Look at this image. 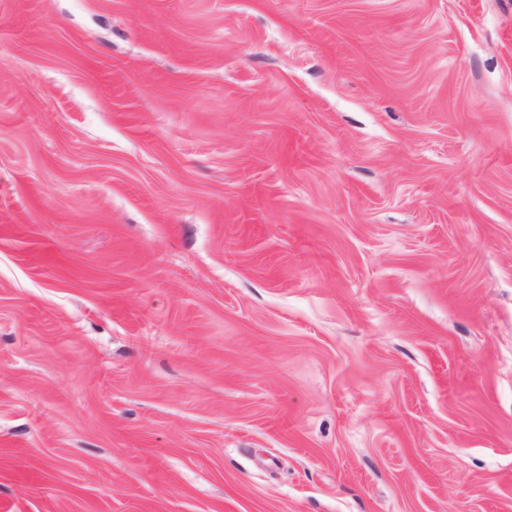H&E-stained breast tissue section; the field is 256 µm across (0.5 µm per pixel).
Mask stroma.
I'll list each match as a JSON object with an SVG mask.
<instances>
[{
    "mask_svg": "<svg viewBox=\"0 0 512 512\" xmlns=\"http://www.w3.org/2000/svg\"><path fill=\"white\" fill-rule=\"evenodd\" d=\"M0 512H512V0H0Z\"/></svg>",
    "mask_w": 512,
    "mask_h": 512,
    "instance_id": "stroma-1",
    "label": "stroma"
}]
</instances>
